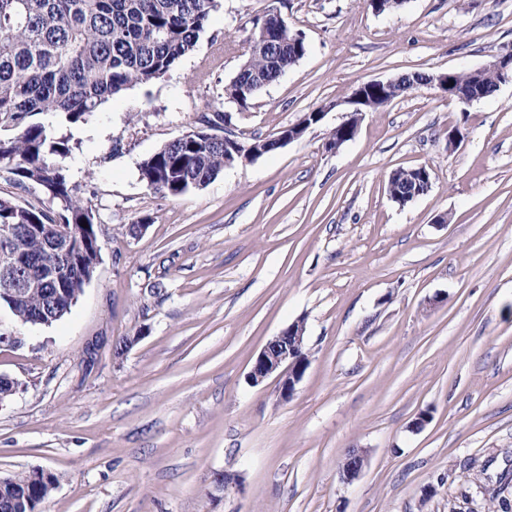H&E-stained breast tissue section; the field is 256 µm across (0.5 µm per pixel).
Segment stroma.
I'll list each match as a JSON object with an SVG mask.
<instances>
[{"mask_svg": "<svg viewBox=\"0 0 512 512\" xmlns=\"http://www.w3.org/2000/svg\"><path fill=\"white\" fill-rule=\"evenodd\" d=\"M271 8L309 50L238 113L224 86ZM510 48L512 0H405L384 15L367 0H220L175 69L59 125L101 258L53 325L0 307V375L19 384L0 404V475L53 473L40 512H504L512 83L468 105L420 86L365 113L338 151L325 143L353 86L473 70ZM319 107L302 139L206 187L173 197L140 177L202 115L270 137ZM420 165L431 189L391 201L390 172ZM300 319L309 366L284 401L247 375ZM352 449L366 464L348 482ZM222 472L239 486L214 491Z\"/></svg>", "mask_w": 512, "mask_h": 512, "instance_id": "1", "label": "stroma"}]
</instances>
